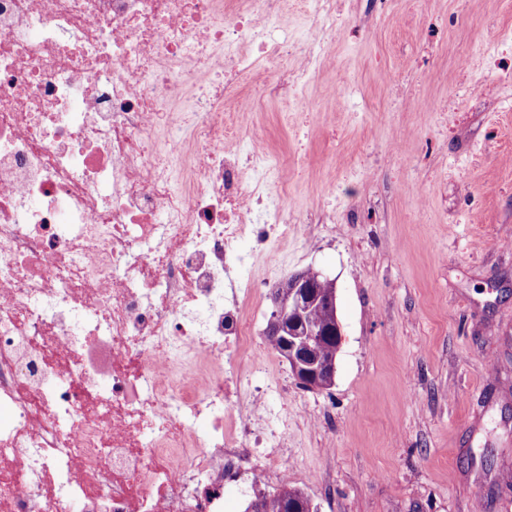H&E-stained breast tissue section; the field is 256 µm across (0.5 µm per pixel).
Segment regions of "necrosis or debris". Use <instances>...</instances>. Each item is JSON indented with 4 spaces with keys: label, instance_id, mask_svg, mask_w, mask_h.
Wrapping results in <instances>:
<instances>
[{
    "label": "necrosis or debris",
    "instance_id": "1",
    "mask_svg": "<svg viewBox=\"0 0 512 512\" xmlns=\"http://www.w3.org/2000/svg\"><path fill=\"white\" fill-rule=\"evenodd\" d=\"M0 0V512H224L287 481V398L264 368L243 241L297 230L238 88L341 21L310 0ZM300 1L304 0H288V14L284 18L283 26L291 36L301 33L310 26V18L303 11Z\"/></svg>",
    "mask_w": 512,
    "mask_h": 512
}]
</instances>
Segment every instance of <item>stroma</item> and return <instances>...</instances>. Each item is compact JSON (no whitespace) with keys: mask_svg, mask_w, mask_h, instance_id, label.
Returning <instances> with one entry per match:
<instances>
[{"mask_svg":"<svg viewBox=\"0 0 512 512\" xmlns=\"http://www.w3.org/2000/svg\"><path fill=\"white\" fill-rule=\"evenodd\" d=\"M336 11L301 93L240 89L243 135L303 161L284 186L297 231L255 270L252 335L309 269L334 280L343 333L329 388H302L276 353L255 375L300 417L287 485L318 512H512V0Z\"/></svg>","mask_w":512,"mask_h":512,"instance_id":"obj_1","label":"stroma"}]
</instances>
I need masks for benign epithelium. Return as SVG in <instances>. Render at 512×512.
Listing matches in <instances>:
<instances>
[{"label":"benign epithelium","instance_id":"benign-epithelium-1","mask_svg":"<svg viewBox=\"0 0 512 512\" xmlns=\"http://www.w3.org/2000/svg\"><path fill=\"white\" fill-rule=\"evenodd\" d=\"M301 306L302 296L299 294H292L286 298L273 297V311L266 333H272L283 340V357L288 361L297 379L304 383L317 382L320 376L325 375L332 382L336 373V359L319 362L312 360L308 354L310 342L315 340L320 332L306 326L294 331L293 335H288V323H297L295 315Z\"/></svg>","mask_w":512,"mask_h":512}]
</instances>
